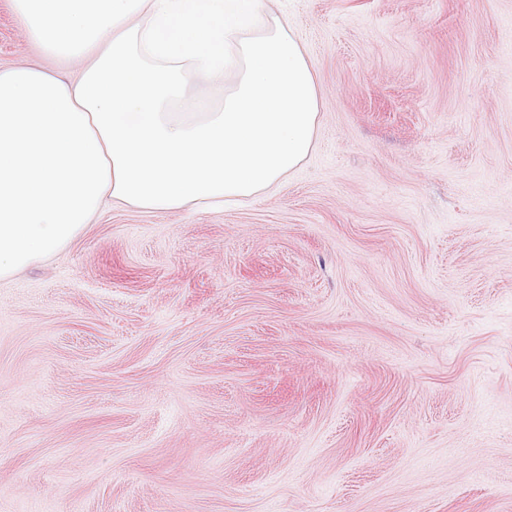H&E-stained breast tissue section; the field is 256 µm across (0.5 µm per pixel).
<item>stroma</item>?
Segmentation results:
<instances>
[{"instance_id": "1", "label": "stroma", "mask_w": 512, "mask_h": 512, "mask_svg": "<svg viewBox=\"0 0 512 512\" xmlns=\"http://www.w3.org/2000/svg\"><path fill=\"white\" fill-rule=\"evenodd\" d=\"M312 154L0 283V512H512V0H269ZM0 64L75 78L0 0Z\"/></svg>"}]
</instances>
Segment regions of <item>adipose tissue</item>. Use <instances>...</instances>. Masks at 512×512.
Wrapping results in <instances>:
<instances>
[{
  "instance_id": "ef3b65f1",
  "label": "adipose tissue",
  "mask_w": 512,
  "mask_h": 512,
  "mask_svg": "<svg viewBox=\"0 0 512 512\" xmlns=\"http://www.w3.org/2000/svg\"><path fill=\"white\" fill-rule=\"evenodd\" d=\"M72 80L0 66V282L71 243L104 205H239L315 146V72L267 0H12ZM236 71L221 102L181 106L190 76Z\"/></svg>"
}]
</instances>
